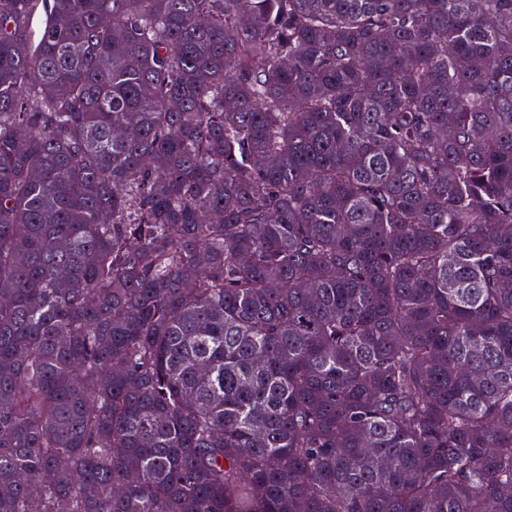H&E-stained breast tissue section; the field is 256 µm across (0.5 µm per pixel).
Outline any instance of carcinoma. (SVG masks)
Instances as JSON below:
<instances>
[{
	"label": "carcinoma",
	"mask_w": 512,
	"mask_h": 512,
	"mask_svg": "<svg viewBox=\"0 0 512 512\" xmlns=\"http://www.w3.org/2000/svg\"><path fill=\"white\" fill-rule=\"evenodd\" d=\"M1 298L0 512H512V0H0Z\"/></svg>",
	"instance_id": "1"
}]
</instances>
